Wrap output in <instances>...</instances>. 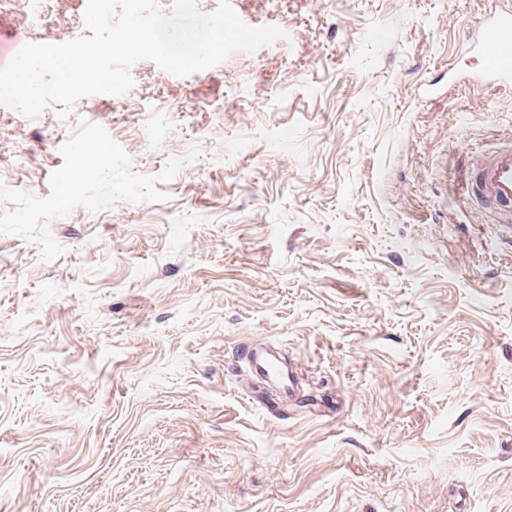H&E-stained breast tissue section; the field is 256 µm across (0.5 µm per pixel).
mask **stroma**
I'll use <instances>...</instances> for the list:
<instances>
[{
    "label": "stroma",
    "mask_w": 512,
    "mask_h": 512,
    "mask_svg": "<svg viewBox=\"0 0 512 512\" xmlns=\"http://www.w3.org/2000/svg\"><path fill=\"white\" fill-rule=\"evenodd\" d=\"M230 4L281 37L0 111V512H512V229L458 186L512 0ZM475 43L484 67L480 79L497 86H512V13L511 11L478 22ZM493 59L488 63L487 60ZM254 373L272 386L280 396L289 398L296 394L297 376L290 365L275 351L253 352L245 350Z\"/></svg>",
    "instance_id": "obj_1"
}]
</instances>
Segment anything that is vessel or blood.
<instances>
[{"label": "vessel or blood", "mask_w": 512, "mask_h": 512, "mask_svg": "<svg viewBox=\"0 0 512 512\" xmlns=\"http://www.w3.org/2000/svg\"><path fill=\"white\" fill-rule=\"evenodd\" d=\"M475 47L485 61L481 80L512 86V13L507 11L481 20ZM461 194L468 205L493 212L497 223L512 224L511 137L465 160ZM248 360L254 373L280 396L288 398L295 394L297 376L277 352H255Z\"/></svg>", "instance_id": "b4317fda"}]
</instances>
